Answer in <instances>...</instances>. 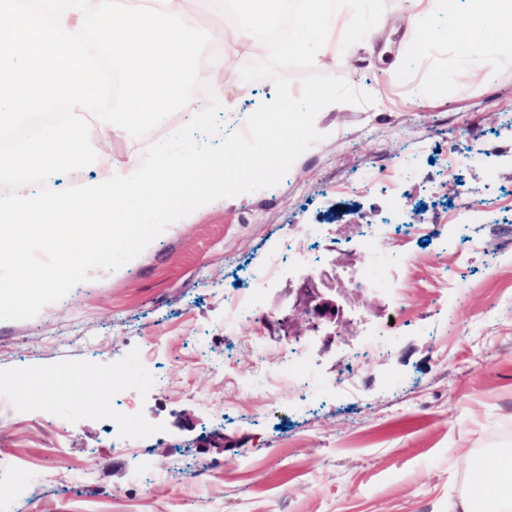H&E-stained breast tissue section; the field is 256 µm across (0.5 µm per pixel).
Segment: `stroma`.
<instances>
[{
  "mask_svg": "<svg viewBox=\"0 0 512 512\" xmlns=\"http://www.w3.org/2000/svg\"><path fill=\"white\" fill-rule=\"evenodd\" d=\"M379 28L376 52L353 33L346 63L314 66L368 93L369 104L319 113L326 137L275 187L222 198L171 224L135 259L28 320L0 321V498L7 512H448L480 462L512 448V52L488 41L433 42L413 55L397 26L408 0H359ZM239 50L222 77L248 114L274 98L272 80L241 84L255 62ZM441 84L446 95L431 101ZM189 118L180 111L141 139L102 140L92 180L143 157ZM467 164L452 167L449 148ZM405 169L399 198L376 168ZM421 213L400 278L412 312L384 359H362L391 303L349 293L334 342L293 311L290 255L316 253L340 279L367 271L359 226L388 206ZM306 228L290 235L292 225ZM265 345L250 321L224 330V298L271 260ZM292 317L315 350L323 390L279 397L263 381L280 361ZM154 365L155 385L131 374ZM361 368L353 391L336 375ZM102 383L96 400L51 394L71 372Z\"/></svg>",
  "mask_w": 512,
  "mask_h": 512,
  "instance_id": "obj_1",
  "label": "stroma"
}]
</instances>
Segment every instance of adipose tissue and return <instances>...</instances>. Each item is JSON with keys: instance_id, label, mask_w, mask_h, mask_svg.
I'll list each match as a JSON object with an SVG mask.
<instances>
[{"instance_id": "1", "label": "adipose tissue", "mask_w": 512, "mask_h": 512, "mask_svg": "<svg viewBox=\"0 0 512 512\" xmlns=\"http://www.w3.org/2000/svg\"><path fill=\"white\" fill-rule=\"evenodd\" d=\"M472 2V22L461 25L457 14L449 13L438 38L462 43L484 35L496 46L512 50V0ZM358 21L352 0H302L286 51L306 56L315 64L323 63L340 48ZM484 468L487 478L472 482L465 495L449 503L448 512H512V448L487 456Z\"/></svg>"}]
</instances>
